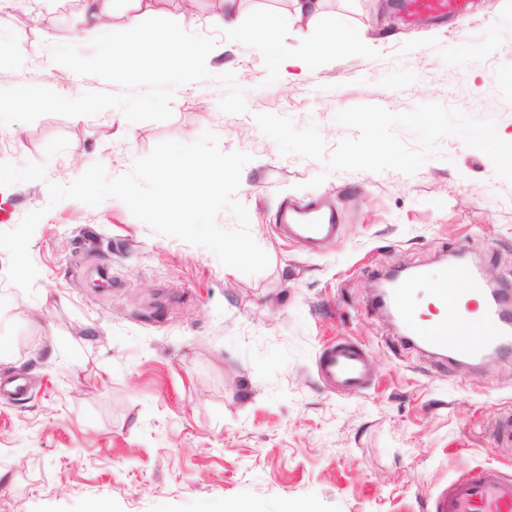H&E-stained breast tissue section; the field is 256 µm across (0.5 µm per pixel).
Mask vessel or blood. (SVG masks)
Returning <instances> with one entry per match:
<instances>
[{
  "instance_id": "vessel-or-blood-1",
  "label": "vessel or blood",
  "mask_w": 512,
  "mask_h": 512,
  "mask_svg": "<svg viewBox=\"0 0 512 512\" xmlns=\"http://www.w3.org/2000/svg\"><path fill=\"white\" fill-rule=\"evenodd\" d=\"M467 0H402L406 17L441 18L460 14ZM281 224L289 238L309 242L335 241L339 227L335 210L314 204L284 205ZM413 280L393 288L389 304L407 326V342L446 352L454 358L471 360L482 354L512 344V310L500 297L489 296L483 279L466 266L448 263L446 272L436 282L434 299L442 309L435 321L415 320L411 313ZM483 297L484 304L477 326H470L460 310L461 292ZM367 358L362 348L339 339L326 344L317 360L321 377L334 382L344 392H358L366 379ZM429 512H512V476L503 466L484 465L466 469L432 498Z\"/></svg>"
}]
</instances>
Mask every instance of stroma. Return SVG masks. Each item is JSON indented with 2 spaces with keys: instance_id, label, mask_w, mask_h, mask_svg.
<instances>
[{
  "instance_id": "1",
  "label": "stroma",
  "mask_w": 512,
  "mask_h": 512,
  "mask_svg": "<svg viewBox=\"0 0 512 512\" xmlns=\"http://www.w3.org/2000/svg\"><path fill=\"white\" fill-rule=\"evenodd\" d=\"M461 16L417 23L383 0H325L323 20L362 35L304 79H276L249 33L276 16L281 54H302L319 26L298 28L289 0H239L241 26L218 32L222 0H197L188 46L211 45L191 74L116 80L97 45L72 41L79 7L36 0L0 37L12 58L0 95V161L46 166L0 204V232L44 210L29 244L32 292L6 277L0 250V512H427L462 470L512 462L494 435L512 411V354L456 364L404 342L372 305L387 270L438 271L460 248L485 280L512 289V184L455 136L415 174L325 172L280 155L255 116L316 125L327 150L351 131L339 110L391 112L437 102L491 119L512 139V0H468ZM83 62L45 64L47 34ZM51 97L48 108L43 98ZM97 103L75 117L72 98ZM251 155L236 198L269 257L228 274L210 250L151 231L115 198L50 204L92 164L129 172L164 140L203 131ZM318 187L308 182L318 174ZM333 207L339 235L313 249L278 229L284 202ZM344 338L366 350L369 379L347 394L325 382L321 349Z\"/></svg>"
}]
</instances>
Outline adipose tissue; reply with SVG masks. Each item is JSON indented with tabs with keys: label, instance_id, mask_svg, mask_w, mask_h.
I'll use <instances>...</instances> for the list:
<instances>
[{
	"label": "adipose tissue",
	"instance_id": "1",
	"mask_svg": "<svg viewBox=\"0 0 512 512\" xmlns=\"http://www.w3.org/2000/svg\"><path fill=\"white\" fill-rule=\"evenodd\" d=\"M162 0H125L129 12V22L125 28L126 36L114 39L112 7L110 0H82L81 25L75 33L79 37L91 36L99 40L101 61L112 78L127 79L138 73L149 54L160 53V67L191 71L197 61V50L186 46L180 31L192 26L195 15L184 8L181 0H176L175 11L169 16L168 24L145 30L144 22L155 19L161 12ZM355 31L332 26L321 42L309 46L307 53L293 59L294 67L301 73H309L337 48L359 45Z\"/></svg>",
	"mask_w": 512,
	"mask_h": 512
}]
</instances>
